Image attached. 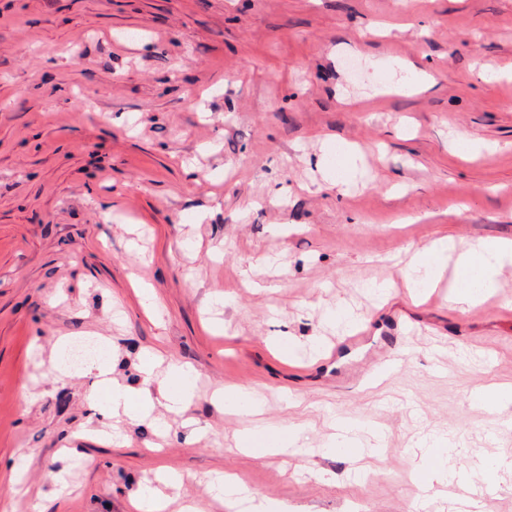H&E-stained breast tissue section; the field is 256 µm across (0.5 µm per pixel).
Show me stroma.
<instances>
[{"mask_svg":"<svg viewBox=\"0 0 512 512\" xmlns=\"http://www.w3.org/2000/svg\"><path fill=\"white\" fill-rule=\"evenodd\" d=\"M480 57L495 77L474 74ZM403 60L435 86L388 92ZM346 142L363 156L342 196L324 177ZM443 235L512 238V0H0V512H28L21 455L42 512H128L162 469L201 512H230L206 485L223 472L296 512H448L440 480L410 476L435 437L495 485L465 491L467 512H512V406L474 400L512 387V309L494 295L462 312L442 288L373 306L404 247ZM340 298L364 318L350 354L328 323ZM390 326L410 342L380 347ZM90 334L119 379L148 347L191 365L206 434L80 436L89 382L53 381L49 358ZM222 385L251 388L298 448L235 449L249 421L211 404ZM346 417L362 443L384 434L383 456L323 450Z\"/></svg>","mask_w":512,"mask_h":512,"instance_id":"obj_1","label":"stroma"}]
</instances>
